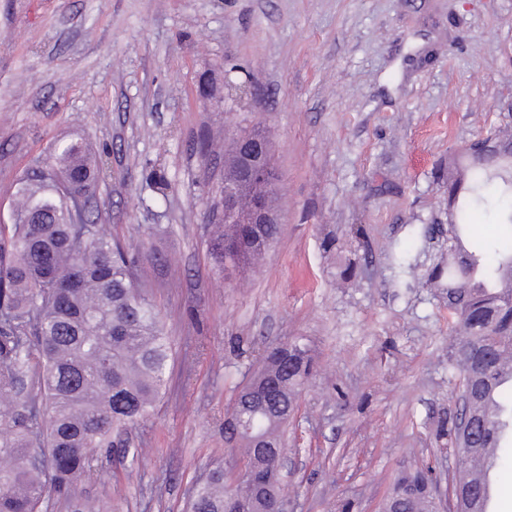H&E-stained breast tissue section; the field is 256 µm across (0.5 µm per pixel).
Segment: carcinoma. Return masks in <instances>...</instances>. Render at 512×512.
<instances>
[{"label":"carcinoma","mask_w":512,"mask_h":512,"mask_svg":"<svg viewBox=\"0 0 512 512\" xmlns=\"http://www.w3.org/2000/svg\"><path fill=\"white\" fill-rule=\"evenodd\" d=\"M512 140L506 129L492 128L472 141L464 162L448 160V313L453 320L454 353L448 371L460 365L459 386L473 388L471 413L478 426L469 456L499 448L512 434L511 383L501 380L512 355V250L493 261L478 246L457 241V229L470 226L483 189L496 182L501 197L512 194V153L484 154L488 140ZM236 141L224 161V183L235 180ZM99 171L94 153L82 140L56 144L18 182L14 222L0 229V512H43L54 491L65 497L68 512H93L75 484L95 471L99 454L144 418L166 393L172 357L160 312L137 281L135 260L91 219L92 189ZM256 196L277 204L265 183L250 187L241 209ZM211 255L224 264V243L231 240L243 271L259 263L264 251L250 247L237 225L212 211ZM312 372L305 348L286 358L266 357L254 380L274 381L281 408L295 409ZM500 419L493 425L486 409ZM282 424L270 415L253 419L252 433L241 439L251 455L253 439L280 442ZM468 456L453 472V489L480 486L465 479ZM429 475L416 470L400 480L419 504L427 499ZM224 471L213 470L197 484L189 512H224Z\"/></svg>","instance_id":"cac0c4a2"}]
</instances>
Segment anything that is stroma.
<instances>
[{
	"label": "stroma",
	"instance_id": "35a3bbf8",
	"mask_svg": "<svg viewBox=\"0 0 512 512\" xmlns=\"http://www.w3.org/2000/svg\"><path fill=\"white\" fill-rule=\"evenodd\" d=\"M509 125L512 0H0V224L22 172L82 138L98 223L158 252L136 274L170 338L167 392L79 492L100 512H187L209 469L240 467L224 420L293 340L314 369L282 430L288 512H382L416 467L445 489L448 156ZM254 128L283 220L229 280L208 216L225 142ZM509 214L512 197L477 208L475 242L512 247Z\"/></svg>",
	"mask_w": 512,
	"mask_h": 512
}]
</instances>
